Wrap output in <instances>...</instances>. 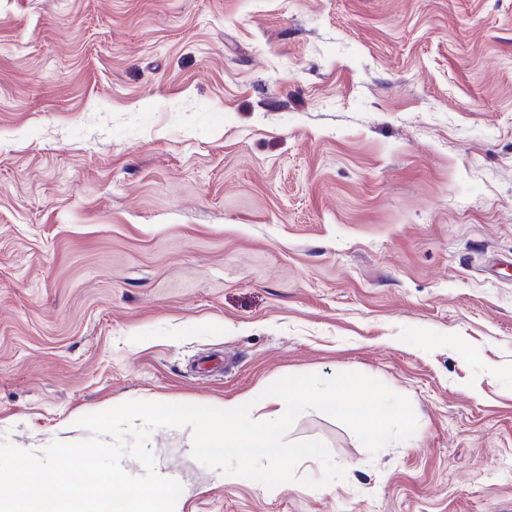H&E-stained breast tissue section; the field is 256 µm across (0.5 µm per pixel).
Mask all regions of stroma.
Masks as SVG:
<instances>
[{
    "mask_svg": "<svg viewBox=\"0 0 512 512\" xmlns=\"http://www.w3.org/2000/svg\"><path fill=\"white\" fill-rule=\"evenodd\" d=\"M359 372L409 444L267 491L159 427L178 512H512V0H0V436Z\"/></svg>",
    "mask_w": 512,
    "mask_h": 512,
    "instance_id": "stroma-1",
    "label": "stroma"
}]
</instances>
